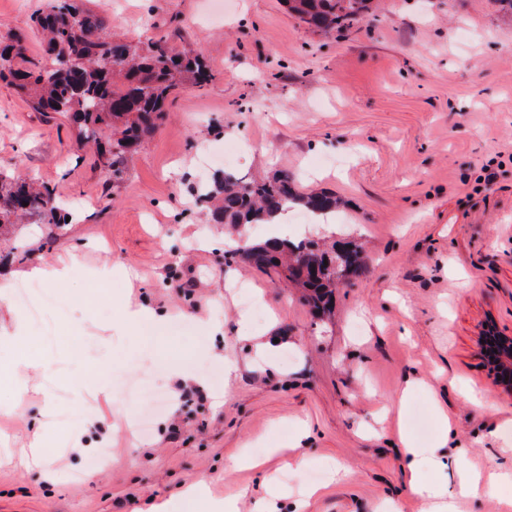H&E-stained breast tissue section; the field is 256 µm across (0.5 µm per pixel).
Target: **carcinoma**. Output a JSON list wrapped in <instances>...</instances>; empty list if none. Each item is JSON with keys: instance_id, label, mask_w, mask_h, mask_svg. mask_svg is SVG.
Returning a JSON list of instances; mask_svg holds the SVG:
<instances>
[{"instance_id": "1", "label": "carcinoma", "mask_w": 512, "mask_h": 512, "mask_svg": "<svg viewBox=\"0 0 512 512\" xmlns=\"http://www.w3.org/2000/svg\"><path fill=\"white\" fill-rule=\"evenodd\" d=\"M288 12L312 29L346 30L374 9V0H284ZM74 14L56 2L40 13L36 23L47 41V58L24 54L22 38L0 44V79L8 80L27 96L35 112L69 115L87 143L100 146L112 131L108 150L100 153L112 180L123 179L127 156L155 130L169 97L180 87L201 86L211 70L200 56L177 52L168 37L149 41L146 48L104 39L105 19L89 8L72 5ZM217 199L213 220L218 224H266L282 209L299 208L310 215L324 214L341 201L327 193H304L295 178L280 172L272 177L242 179L231 175L205 193ZM5 217H40L60 223L54 189L34 188L23 182L0 185ZM225 262L258 270L285 267L288 280L302 289L314 310L327 309L341 278L363 269L360 251L350 243L273 238L244 245L224 257Z\"/></svg>"}]
</instances>
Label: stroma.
I'll use <instances>...</instances> for the list:
<instances>
[{
	"instance_id": "35a3bbf8",
	"label": "stroma",
	"mask_w": 512,
	"mask_h": 512,
	"mask_svg": "<svg viewBox=\"0 0 512 512\" xmlns=\"http://www.w3.org/2000/svg\"><path fill=\"white\" fill-rule=\"evenodd\" d=\"M82 2L106 13L112 38L193 46L212 77L171 96L118 182L67 115L32 111L0 81V174L52 187L71 218L34 216L0 239V276L12 278L0 336L22 311L12 294L23 271L73 261L30 340L0 350V512L168 501L194 512L191 483L237 498L240 512L277 488L297 512H428L408 487L398 430L431 447L438 405L458 430L449 462L486 475L511 465L496 433L512 422V396L476 346L485 322L512 332V13L500 0H381L345 32L308 29L282 0H224L210 18L208 0ZM49 4L0 0V34H24L26 55L42 58L31 17ZM279 170L345 202L332 230L289 223L292 240L362 253V274L321 317L284 273L225 263L235 230L202 198L223 175ZM103 263L135 276L77 310L72 297L96 292L88 268ZM125 298L166 312L165 328L119 330L108 302ZM245 320L280 338L272 361L243 340ZM27 363L40 370L20 398L11 374ZM175 364L205 387L165 384ZM245 450L263 466L226 473Z\"/></svg>"
}]
</instances>
